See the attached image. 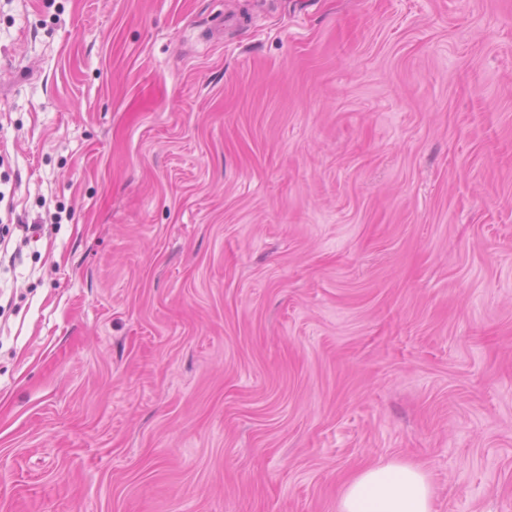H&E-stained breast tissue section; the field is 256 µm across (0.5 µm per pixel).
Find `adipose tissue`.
<instances>
[{
  "mask_svg": "<svg viewBox=\"0 0 512 512\" xmlns=\"http://www.w3.org/2000/svg\"><path fill=\"white\" fill-rule=\"evenodd\" d=\"M434 490L412 463L375 464L345 484L338 512H433Z\"/></svg>",
  "mask_w": 512,
  "mask_h": 512,
  "instance_id": "adipose-tissue-1",
  "label": "adipose tissue"
}]
</instances>
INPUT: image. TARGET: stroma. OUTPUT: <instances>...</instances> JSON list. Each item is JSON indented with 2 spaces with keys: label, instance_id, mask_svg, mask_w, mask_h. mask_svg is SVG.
<instances>
[{
  "label": "stroma",
  "instance_id": "obj_1",
  "mask_svg": "<svg viewBox=\"0 0 512 512\" xmlns=\"http://www.w3.org/2000/svg\"><path fill=\"white\" fill-rule=\"evenodd\" d=\"M0 512H512V0H0ZM433 498V487L418 465L392 461L353 475L338 512H433Z\"/></svg>",
  "mask_w": 512,
  "mask_h": 512
}]
</instances>
